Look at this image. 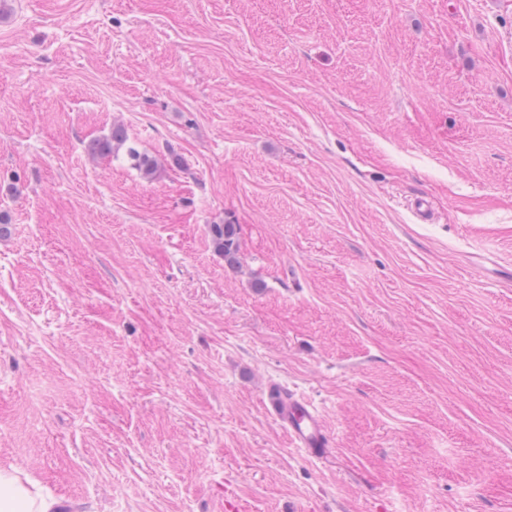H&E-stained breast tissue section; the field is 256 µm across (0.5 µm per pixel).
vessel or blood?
<instances>
[{"mask_svg": "<svg viewBox=\"0 0 512 512\" xmlns=\"http://www.w3.org/2000/svg\"><path fill=\"white\" fill-rule=\"evenodd\" d=\"M268 410L286 433L292 446L308 457L323 460L333 453L335 441L319 413L304 397L272 386L267 390Z\"/></svg>", "mask_w": 512, "mask_h": 512, "instance_id": "obj_1", "label": "vessel or blood"}]
</instances>
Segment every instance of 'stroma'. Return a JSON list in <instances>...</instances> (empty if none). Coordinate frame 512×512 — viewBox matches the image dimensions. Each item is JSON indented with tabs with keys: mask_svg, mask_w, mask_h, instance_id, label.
Instances as JSON below:
<instances>
[{
	"mask_svg": "<svg viewBox=\"0 0 512 512\" xmlns=\"http://www.w3.org/2000/svg\"><path fill=\"white\" fill-rule=\"evenodd\" d=\"M0 219V469L63 512H512V0H0ZM126 141L124 130L116 127L110 138L96 139L88 143L86 151L90 156L111 154ZM210 235L214 250L224 257V263L232 268L238 267L241 263L238 225L213 224ZM266 397L269 412L292 446L316 460L332 455L334 437L325 429L319 413L309 400L277 386H270Z\"/></svg>",
	"mask_w": 512,
	"mask_h": 512,
	"instance_id": "35a3bbf8",
	"label": "stroma"
}]
</instances>
